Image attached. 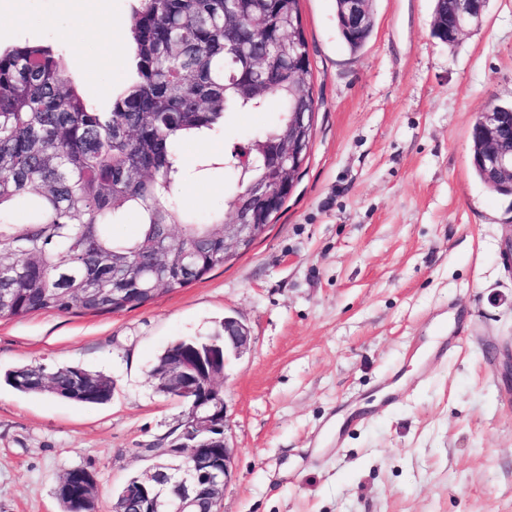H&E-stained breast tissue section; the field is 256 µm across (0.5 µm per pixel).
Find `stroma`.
<instances>
[{"instance_id": "stroma-1", "label": "stroma", "mask_w": 512, "mask_h": 512, "mask_svg": "<svg viewBox=\"0 0 512 512\" xmlns=\"http://www.w3.org/2000/svg\"><path fill=\"white\" fill-rule=\"evenodd\" d=\"M134 0H0V48L52 46L92 106L130 78ZM358 53L333 0H300L317 102L305 170L252 249L183 287L114 313L38 311L0 321V512H63L66 471L97 483L99 512L149 465L184 407L151 370L174 340L245 324L218 388L235 475L222 512H512V197L475 175L471 129L512 102V0H487L454 44L434 0H373ZM276 103L234 114L226 135L180 146L187 165L269 125ZM183 206L221 209L219 176L190 178ZM467 339L431 364L414 340ZM78 365L112 377L79 406L22 393L7 371ZM399 400L381 401L388 392ZM334 2L336 28L345 46L350 50V52L355 54L363 49L373 32L374 17L372 1L370 0L367 4V21L355 30L350 29L344 19L342 0H335Z\"/></svg>"}]
</instances>
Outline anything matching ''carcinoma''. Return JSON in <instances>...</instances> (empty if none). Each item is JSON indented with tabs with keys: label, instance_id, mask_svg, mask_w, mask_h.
Listing matches in <instances>:
<instances>
[{
	"label": "carcinoma",
	"instance_id": "cac0c4a2",
	"mask_svg": "<svg viewBox=\"0 0 512 512\" xmlns=\"http://www.w3.org/2000/svg\"><path fill=\"white\" fill-rule=\"evenodd\" d=\"M130 23L134 80L99 112L71 85L61 55L50 46L20 43L0 50V319L40 310L116 312L154 298L160 281L183 287L224 265V242L212 225L224 223L264 183L271 191L269 224L284 202L271 182L260 142L288 138L296 100L288 93V59L260 69L249 60L288 29L290 0H243L237 24L242 52L224 53V0H136ZM336 28L352 53L374 28L373 8L355 30L335 0ZM278 104L275 124L248 144L253 163L224 187L222 209L200 216L179 205L175 188L186 175L183 140H205L224 129L233 112ZM24 214V223L14 214ZM139 232L130 239L113 226L130 214ZM177 228L165 264L147 243ZM44 369L23 365L6 373L22 393L48 391L82 406L112 398L111 377L66 365L42 384ZM86 470L65 474L57 492L63 512H78Z\"/></svg>",
	"mask_w": 512,
	"mask_h": 512
}]
</instances>
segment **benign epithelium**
<instances>
[{"label":"benign epithelium","mask_w":512,"mask_h":512,"mask_svg":"<svg viewBox=\"0 0 512 512\" xmlns=\"http://www.w3.org/2000/svg\"><path fill=\"white\" fill-rule=\"evenodd\" d=\"M486 0H466L465 8L455 18L450 36L458 38L464 30L481 23ZM301 28L288 21V43H280L275 54L288 53V58L304 56ZM304 112L292 113L288 122V139L276 145L278 158L288 157L274 169V180L286 193L295 186L305 161L301 160L303 146L300 130L305 127ZM482 130L483 146L477 162L489 179L495 183L512 185V148L503 145L506 133L512 130V116L486 109L478 116ZM267 225L233 219L229 224L218 225L224 238V258L243 253L250 243L260 239ZM249 329L238 319L224 318V358L208 367L199 366L195 348L174 355L155 378L165 388V394L185 407L181 424L185 440L172 443L150 456L156 459L150 472L126 492L127 504H145L140 512H185V503L195 500V494L207 493L222 500L223 489L234 472L235 450L229 439L223 447H211L208 433L214 429L228 430L229 415L225 400L216 388L217 379L223 375L227 356L239 354L249 348Z\"/></svg>","instance_id":"benign-epithelium-1"}]
</instances>
